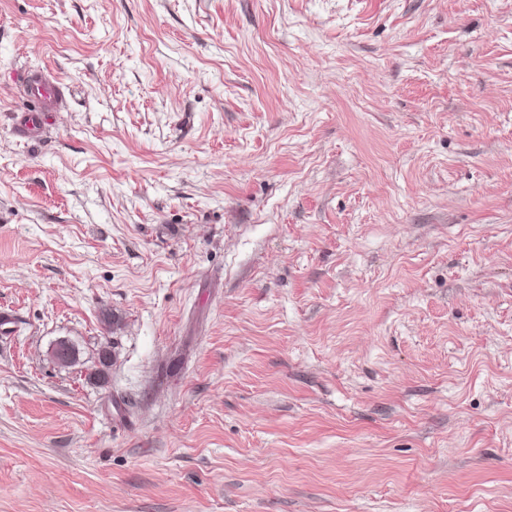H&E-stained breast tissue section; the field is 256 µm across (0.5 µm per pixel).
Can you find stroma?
<instances>
[{
    "label": "stroma",
    "mask_w": 512,
    "mask_h": 512,
    "mask_svg": "<svg viewBox=\"0 0 512 512\" xmlns=\"http://www.w3.org/2000/svg\"><path fill=\"white\" fill-rule=\"evenodd\" d=\"M3 310L0 512H512V0H0ZM27 88V100L31 108H22L18 111L29 116L28 122L21 121L19 125L20 136L29 138L30 131L35 127L41 113L54 112L62 104V90L55 82H50L40 74H31L24 77Z\"/></svg>",
    "instance_id": "35a3bbf8"
}]
</instances>
